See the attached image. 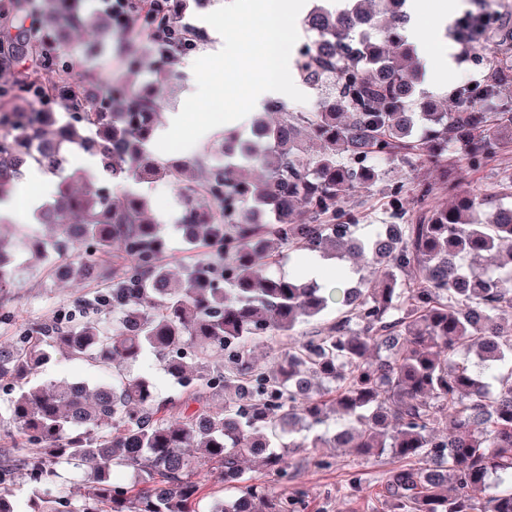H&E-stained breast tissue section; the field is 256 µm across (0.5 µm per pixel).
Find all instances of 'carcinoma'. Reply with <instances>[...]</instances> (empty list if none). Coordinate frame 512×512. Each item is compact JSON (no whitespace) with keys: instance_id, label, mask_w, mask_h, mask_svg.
<instances>
[{"instance_id":"obj_1","label":"carcinoma","mask_w":512,"mask_h":512,"mask_svg":"<svg viewBox=\"0 0 512 512\" xmlns=\"http://www.w3.org/2000/svg\"><path fill=\"white\" fill-rule=\"evenodd\" d=\"M82 0H56L44 23L53 45L35 53L54 59L71 80L70 118L20 112L18 100L42 81L41 65L20 69L14 42L0 46L10 84L0 85V197L29 166L56 174L73 147L98 157L112 178L169 177L183 197V232L202 244L179 277L162 263L166 251L147 203L123 190H78L66 176L57 201L38 213L55 230L35 241L33 258L78 285L103 288L89 306L61 320H23L0 310V324L16 336L0 344V512H18L17 474L39 486L72 465L84 472L75 499L64 488L35 512H197L198 472L216 471L224 487L210 512H298L305 492L287 498L267 480L248 476L242 460L272 469L276 481L293 478L286 456L307 448H346L362 464L387 457L385 512H512V208L495 205L512 190V168H502L493 191L455 195L451 205L428 207L434 191L419 183L423 204L416 222L378 224L358 234L359 218L343 209L353 191L375 184L381 168L413 159L448 168L471 166L504 148L512 133V28L495 24L464 44H492L497 56L475 87L451 92L454 110L416 100L420 67L397 30L403 0H351L335 14L317 10L308 20L311 42L296 62L303 82L336 80L335 95L311 112L276 106L274 126L259 123L271 166L262 183L248 174L258 158L248 144L224 137V164L211 151L176 168L149 159L157 124V94L102 80L89 69L70 79L61 56L78 49L94 56L104 40H127L144 26L165 36L152 51L175 77L180 48L201 36L176 24L166 0H138L139 16L122 21L87 14ZM22 0H0V25L14 26ZM204 172L202 189L213 206L201 211L183 183ZM399 185L389 195L392 218L405 216ZM275 215L266 224L260 216ZM118 243L120 260L107 270L100 255ZM285 246L322 258L353 257L374 266L375 278L329 290L300 275H272L263 261ZM15 245L0 237V291L20 272ZM336 305V320L322 323ZM275 333L283 354L275 371L251 360L253 343ZM115 369L113 382L91 389L81 381L31 376L50 352ZM183 389L181 399L159 398L155 385L132 371L146 352ZM217 399L223 401L213 407ZM135 478L121 483L117 469Z\"/></svg>"}]
</instances>
